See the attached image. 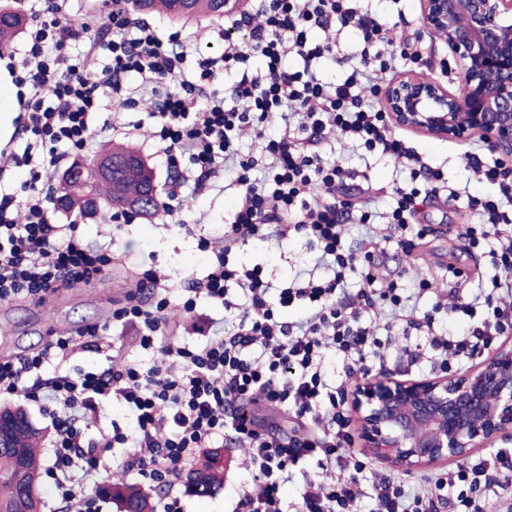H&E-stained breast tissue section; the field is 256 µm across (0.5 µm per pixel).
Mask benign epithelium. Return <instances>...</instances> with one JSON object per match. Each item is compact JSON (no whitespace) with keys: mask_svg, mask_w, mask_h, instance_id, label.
I'll return each instance as SVG.
<instances>
[{"mask_svg":"<svg viewBox=\"0 0 512 512\" xmlns=\"http://www.w3.org/2000/svg\"><path fill=\"white\" fill-rule=\"evenodd\" d=\"M423 20L448 46L460 83L453 92L415 77L388 86L392 123L444 140L478 133L511 159L512 0H424ZM348 403L368 446L400 470L466 457L512 431V336L464 373L369 379Z\"/></svg>","mask_w":512,"mask_h":512,"instance_id":"obj_1","label":"benign epithelium"}]
</instances>
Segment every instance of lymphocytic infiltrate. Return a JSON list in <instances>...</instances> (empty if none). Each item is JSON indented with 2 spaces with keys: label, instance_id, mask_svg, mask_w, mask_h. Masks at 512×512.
<instances>
[{
  "label": "lymphocytic infiltrate",
  "instance_id": "1",
  "mask_svg": "<svg viewBox=\"0 0 512 512\" xmlns=\"http://www.w3.org/2000/svg\"><path fill=\"white\" fill-rule=\"evenodd\" d=\"M108 2L110 8L88 46L90 53L108 59L100 71L86 70L79 58L63 55L66 41L75 33L71 25L57 20L62 10L57 0L47 6L46 18L32 22L26 31L16 82L29 87L31 96L15 134L27 140L29 148L13 162L27 169L28 178L22 185L25 198L0 196V300L21 295L39 299L66 282H91L110 266L107 247L77 238L73 225L53 222L51 196L35 195L34 189L40 183L52 185L72 155L90 148L104 97L120 93L126 75L133 74L139 80L135 94L160 127L158 136L170 168L188 162L197 192L223 181L230 169L234 184L242 189L238 207L224 226L223 243H200L201 249L213 253L210 271L188 279L182 288V307L189 312L200 297L215 306L233 307L227 295L238 289L241 302L234 307L240 321L201 345L159 344L169 302L160 296L165 283L149 270L139 286L156 294V301L128 302L115 320L121 326H135L140 347L162 348L182 364L181 373L126 364L43 377L52 352L91 347L92 337L99 333L95 327L75 337H56L50 348L0 360V390L23 392L48 410L54 422L50 472L57 477L59 512H99L97 499L76 490L68 474L76 466L98 470L106 449H127V469L167 487L199 449L212 447L224 435L247 444L256 468L233 512H285L282 487L292 467L311 461L339 476L329 483L309 484L301 512H356L357 503L368 494L375 499L377 512H439L443 507L450 512H487L473 492L491 488L499 470H512V448H493L465 467L436 473L425 498L380 470L370 487H363L360 475L365 465L346 447L347 420L339 409L342 389L330 386L323 376L327 358L335 354L347 362L345 377L370 375V362L380 358L381 343L360 323L357 308L374 307L380 299L395 310L404 304L393 284L373 297L370 274L357 296H349L344 288L346 272L361 261L346 248L344 228L350 216L366 224L372 213L356 211L354 204L337 199L336 187L346 172L321 156L325 134L341 130L351 144L382 149L411 166L414 180L394 189L387 223L408 228L421 195L437 194L441 180L440 173L428 168L393 132L387 112L361 96L373 72L394 67L390 25L362 10L361 0H250L247 10L233 16L229 31L222 33L223 51L196 56L195 74L189 80L188 58L178 36H161L129 9L128 0ZM337 26L358 30L361 43L351 56L346 78L326 84L318 79L314 64L334 45L312 40L309 34ZM236 30L246 31L247 40L233 39ZM291 53L304 60L303 69L285 66ZM254 57L263 61L256 72L249 68ZM230 70L237 75V104L229 108L210 86ZM293 116L298 119L296 135L266 138V125ZM246 127L262 141L267 164L261 180L250 176L254 160L239 157V136ZM468 165L480 182L496 186L498 195L472 199L480 228L466 230L465 237L471 246L488 247L497 269L492 286L512 297V236L503 237L500 231L512 220V167L485 161L476 153L469 155ZM291 231L318 247L315 269L295 282L275 284L259 268L240 267L231 259L240 245L282 239ZM299 302L308 309L304 320L295 325L279 320L281 309ZM480 305L479 299L462 297L449 303V313L467 316L469 324L463 332L431 338L440 359L473 357L505 326H512V304L495 306L492 318L481 321L476 318ZM109 398L124 405L136 423L134 431L116 429L96 441L86 438V407ZM257 402L292 409L307 425L285 440L261 432L248 410Z\"/></svg>",
  "mask_w": 512,
  "mask_h": 512
}]
</instances>
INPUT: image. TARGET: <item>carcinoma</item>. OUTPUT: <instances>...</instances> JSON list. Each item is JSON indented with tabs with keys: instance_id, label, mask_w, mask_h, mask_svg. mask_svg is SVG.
I'll return each mask as SVG.
<instances>
[{
	"instance_id": "carcinoma-1",
	"label": "carcinoma",
	"mask_w": 512,
	"mask_h": 512,
	"mask_svg": "<svg viewBox=\"0 0 512 512\" xmlns=\"http://www.w3.org/2000/svg\"><path fill=\"white\" fill-rule=\"evenodd\" d=\"M133 8L142 14L163 13L170 17L189 19L206 15L224 17L225 0H131ZM25 18L17 8L0 7V50L22 32ZM102 158L113 162L111 174L101 165L87 169L74 164V174L62 181L67 201L62 208L76 209L86 215L96 212L94 205L119 209L125 197L144 198L155 191L154 173L142 155L132 149L108 147ZM0 420L9 428L0 447V512H42L40 478L43 470L41 442L45 431L35 425L27 411L17 406H1ZM224 454L211 449L200 465L185 480L186 489L198 496H210L224 483ZM104 493L121 501L123 512H154L150 495L125 484H111Z\"/></svg>"
}]
</instances>
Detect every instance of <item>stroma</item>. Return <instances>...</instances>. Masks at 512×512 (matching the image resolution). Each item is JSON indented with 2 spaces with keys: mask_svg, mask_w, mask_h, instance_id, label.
I'll list each match as a JSON object with an SVG mask.
<instances>
[{
  "mask_svg": "<svg viewBox=\"0 0 512 512\" xmlns=\"http://www.w3.org/2000/svg\"><path fill=\"white\" fill-rule=\"evenodd\" d=\"M370 11L395 15L402 13L404 22L396 30L398 38L411 42L420 51L416 64H406L396 72L387 74L378 82L379 87L410 75L440 81L448 90H456L455 63L447 45L428 30L422 20L423 0H364ZM149 22L162 34H180L190 52L218 53L223 48L217 32L228 25L227 19L208 16L183 24L162 14H152ZM101 119L118 120L117 130L96 136L84 161H91L102 146L123 144L135 148L152 167L162 207L150 218L134 216L129 222L116 224L112 212L100 208L97 213L78 219L77 232L86 240L111 243L112 266L102 276L88 284L63 285L50 294L44 302L28 298L0 301V357H19L47 346L52 337L70 336L79 329L93 324L102 325L98 348L80 350L65 363L64 368L76 373L83 370H102L109 366L112 352L123 358L147 365H168L161 352L143 351L132 329L112 327V313L138 293L137 283L144 270L153 268L168 275L174 286L170 291V307L163 329L165 339L198 342L206 333L211 320L224 318L223 309L199 303L194 314H186L180 307V284L190 277L203 276L211 262L209 252L202 250L200 237L213 240L224 235V224L233 214L238 191L231 186L218 187L209 192L186 197L181 209L167 212V202L173 181L166 163V156L159 141L153 136L152 121L145 110L135 107H116L114 100H107L100 114ZM410 143L422 161L440 169L448 179L449 188L439 195L420 201L415 215L416 223L425 225L426 232L417 239L412 254H404L398 245L404 232L392 224L377 228L381 250L378 254L382 280H397L404 288L414 289L420 281L437 285L440 293H447L446 274L449 265L459 267L467 278L469 291H476L479 276L491 274V257L487 251L470 249L461 232L467 225L476 223L477 217L465 199L453 198L452 187L468 186L471 194H487L489 185L476 183L474 175L465 164L467 150L478 149L488 155L489 149L481 136L467 142L442 140L409 130ZM325 157L343 166L354 168L355 176L347 178L336 195L339 199L356 201L358 188L367 184L376 190L379 203H386L395 183L408 180V171L398 168L389 158L364 150H346L340 134L334 133L322 147ZM205 214L204 223H193L194 214ZM237 261L248 266H260L275 282L291 280L300 270L314 263V255L303 238L291 237L282 242H251L240 246ZM423 333H403L394 329L387 345L382 349L384 361L381 370L397 380L426 379L430 372L426 365L411 366L403 352L404 346L424 344ZM224 486L215 495L199 497L187 492L182 483H175L171 492L181 501L182 512H230L232 501L240 485L248 479L245 464L249 457L247 448L225 440Z\"/></svg>",
  "mask_w": 512,
  "mask_h": 512,
  "instance_id": "obj_1",
  "label": "stroma"
}]
</instances>
